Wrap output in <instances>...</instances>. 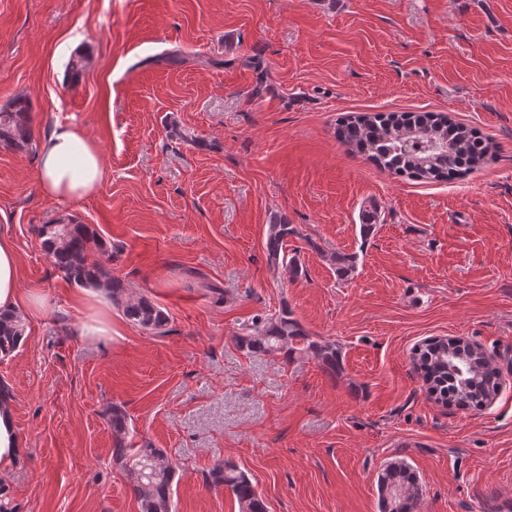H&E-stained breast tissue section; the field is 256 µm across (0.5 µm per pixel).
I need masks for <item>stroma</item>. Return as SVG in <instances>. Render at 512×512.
<instances>
[{
  "label": "stroma",
  "instance_id": "35a3bbf8",
  "mask_svg": "<svg viewBox=\"0 0 512 512\" xmlns=\"http://www.w3.org/2000/svg\"><path fill=\"white\" fill-rule=\"evenodd\" d=\"M176 49L185 64L157 63ZM80 51L92 63L75 80ZM19 95L37 145L74 126L106 168L95 194L60 202L40 189L36 149L0 146V225L23 292L49 300L0 361L26 447L0 479L19 512H140L112 461L114 403L175 463L176 512H239L205 481L225 459L268 512H379L394 458L419 477L418 512H512V0H0V108ZM373 112L446 113L492 152L449 183L396 177L336 139L338 119ZM276 215L299 230L295 280L267 263ZM71 219L167 310L166 335L116 307L120 337L82 336L77 287L36 233ZM334 252L357 255L349 277L325 262ZM284 307L335 342L336 377L237 348ZM434 336L499 368L484 410L427 392L411 355Z\"/></svg>",
  "mask_w": 512,
  "mask_h": 512
}]
</instances>
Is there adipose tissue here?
<instances>
[{
	"mask_svg": "<svg viewBox=\"0 0 512 512\" xmlns=\"http://www.w3.org/2000/svg\"><path fill=\"white\" fill-rule=\"evenodd\" d=\"M38 175L43 193L59 201L79 199L96 192L104 182L105 169L95 142L72 126L56 127L44 142L38 157ZM45 298L22 296L18 262L6 226H0V312L27 316L45 307Z\"/></svg>",
	"mask_w": 512,
	"mask_h": 512,
	"instance_id": "ef3b65f1",
	"label": "adipose tissue"
}]
</instances>
